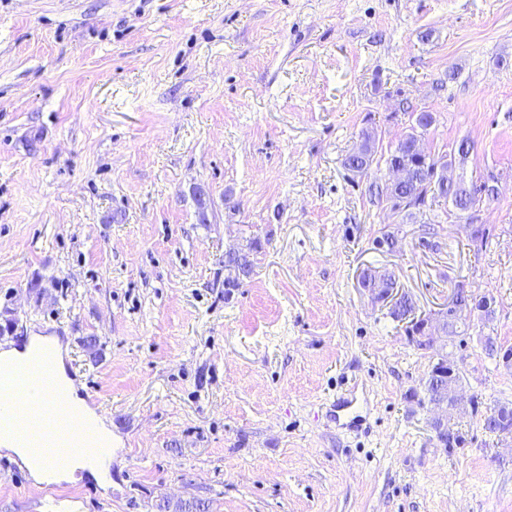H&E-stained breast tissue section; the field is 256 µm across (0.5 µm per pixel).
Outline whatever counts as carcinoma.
I'll use <instances>...</instances> for the list:
<instances>
[{
	"label": "carcinoma",
	"mask_w": 512,
	"mask_h": 512,
	"mask_svg": "<svg viewBox=\"0 0 512 512\" xmlns=\"http://www.w3.org/2000/svg\"><path fill=\"white\" fill-rule=\"evenodd\" d=\"M414 119L411 132L399 141L396 147L388 152L386 158H377L378 146L376 136L365 133L363 142L357 151L351 153L345 160L348 170L360 177L367 176L374 166L385 162L389 169L399 171L402 177L393 181L377 191V195H386L393 202L395 208H416L427 206L428 200L443 197L451 200L453 207L459 212L469 211L481 202L479 194L490 191L483 186L479 189L468 188L462 183H441L432 185L430 169L440 166L438 160L422 150L419 144L417 131H426L435 122L431 112H418L412 114ZM224 267L242 272L248 277L252 273L253 264L246 254H229L224 257ZM390 315L396 320H406V332L414 336L421 331L424 320L415 315V305L406 295L400 296L395 306L390 308ZM484 429L497 436L512 434V407L507 404H497L489 409L487 423Z\"/></svg>",
	"instance_id": "1"
}]
</instances>
